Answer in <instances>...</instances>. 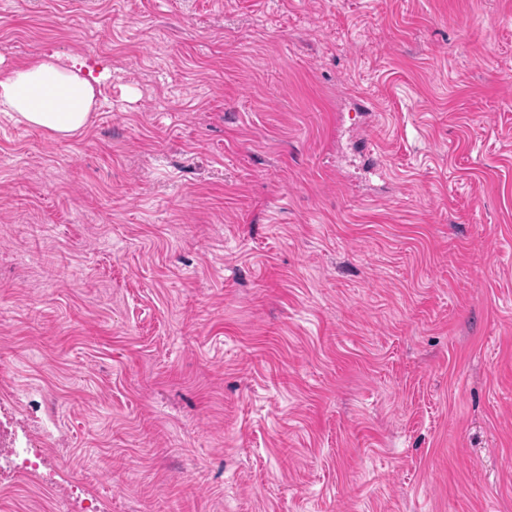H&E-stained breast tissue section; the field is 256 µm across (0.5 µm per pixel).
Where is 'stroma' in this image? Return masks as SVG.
Instances as JSON below:
<instances>
[{
    "instance_id": "35a3bbf8",
    "label": "stroma",
    "mask_w": 512,
    "mask_h": 512,
    "mask_svg": "<svg viewBox=\"0 0 512 512\" xmlns=\"http://www.w3.org/2000/svg\"><path fill=\"white\" fill-rule=\"evenodd\" d=\"M42 52L112 75L0 113V512H512V0H0ZM39 432H33L29 437L25 436V446H22L18 441L15 434L10 431L9 433L3 430L1 434L0 430V469H1V448H10L12 468L14 471H20L21 473L27 474L29 471H38L42 459L43 449L41 448L40 442H32L38 439L39 435L43 430L40 426H37ZM39 446V447H38Z\"/></svg>"
}]
</instances>
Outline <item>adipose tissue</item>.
<instances>
[{
  "label": "adipose tissue",
  "mask_w": 512,
  "mask_h": 512,
  "mask_svg": "<svg viewBox=\"0 0 512 512\" xmlns=\"http://www.w3.org/2000/svg\"><path fill=\"white\" fill-rule=\"evenodd\" d=\"M110 75V69L94 71L78 56L37 54L0 68V112L55 138H71L88 128L99 87Z\"/></svg>",
  "instance_id": "adipose-tissue-1"
}]
</instances>
